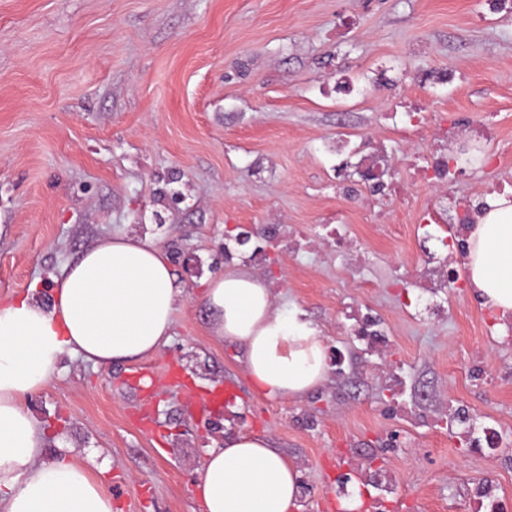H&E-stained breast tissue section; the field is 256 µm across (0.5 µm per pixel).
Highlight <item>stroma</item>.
<instances>
[{
	"instance_id": "stroma-1",
	"label": "stroma",
	"mask_w": 512,
	"mask_h": 512,
	"mask_svg": "<svg viewBox=\"0 0 512 512\" xmlns=\"http://www.w3.org/2000/svg\"><path fill=\"white\" fill-rule=\"evenodd\" d=\"M441 112L479 163L445 188L415 165L430 134L403 139L411 106ZM383 146L400 196L322 158L336 134ZM512 191V6L485 0H0V299L52 292L82 251L112 235L162 247L185 290L172 335L136 366L64 355L23 401L101 474L113 512H203L206 451L232 432L268 436L300 472L301 512H512V323L468 287L417 301L415 265L461 261L459 241L417 234L428 204L471 207ZM275 224L316 239L342 225L360 255L267 244L275 305L318 325L326 382L290 402L255 395L241 347L211 336L201 302L223 273L231 227ZM378 316L388 354L354 340L349 309ZM177 371L181 382L167 381ZM230 385L207 413L184 388ZM494 448L474 457L470 431ZM391 485L387 506L379 483Z\"/></svg>"
}]
</instances>
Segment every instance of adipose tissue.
I'll list each match as a JSON object with an SVG mask.
<instances>
[{"instance_id": "1", "label": "adipose tissue", "mask_w": 512, "mask_h": 512, "mask_svg": "<svg viewBox=\"0 0 512 512\" xmlns=\"http://www.w3.org/2000/svg\"><path fill=\"white\" fill-rule=\"evenodd\" d=\"M467 279L480 304L512 313V192L480 201L466 239ZM184 293L152 241L114 236L84 250L35 293L0 300V512H112L100 481L67 455H45L47 430L26 410L63 356L97 366L153 356L172 332ZM202 302L213 336L240 344L258 395L301 400L328 377L317 325L275 307L265 281L237 269L211 277ZM205 512H298L294 464L268 437L225 435L207 452L195 483Z\"/></svg>"}]
</instances>
